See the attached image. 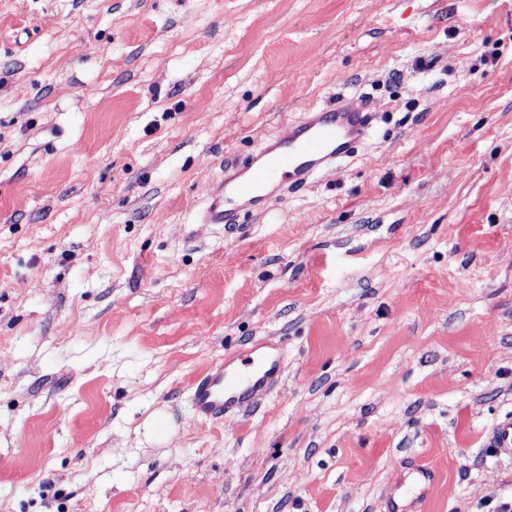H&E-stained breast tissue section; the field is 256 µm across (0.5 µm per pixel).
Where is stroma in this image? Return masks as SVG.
<instances>
[{
  "mask_svg": "<svg viewBox=\"0 0 512 512\" xmlns=\"http://www.w3.org/2000/svg\"><path fill=\"white\" fill-rule=\"evenodd\" d=\"M340 98L354 156L201 219ZM251 338L282 383L196 422ZM509 415L512 0H0V512H479ZM490 446L494 452H512V419L498 423L490 434Z\"/></svg>",
  "mask_w": 512,
  "mask_h": 512,
  "instance_id": "stroma-1",
  "label": "stroma"
}]
</instances>
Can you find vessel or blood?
<instances>
[{"label": "vessel or blood", "mask_w": 512, "mask_h": 512, "mask_svg": "<svg viewBox=\"0 0 512 512\" xmlns=\"http://www.w3.org/2000/svg\"><path fill=\"white\" fill-rule=\"evenodd\" d=\"M371 120L367 105L343 99L283 124L250 162H225L223 179L208 194L205 222L234 228L241 210H265L274 193L308 184L318 171L352 154L367 137ZM281 369L277 348L266 341L245 344L238 353L212 364L190 386L197 421H218L229 413L256 409ZM490 446L497 453L512 452V419L494 427Z\"/></svg>", "instance_id": "vessel-or-blood-1"}]
</instances>
